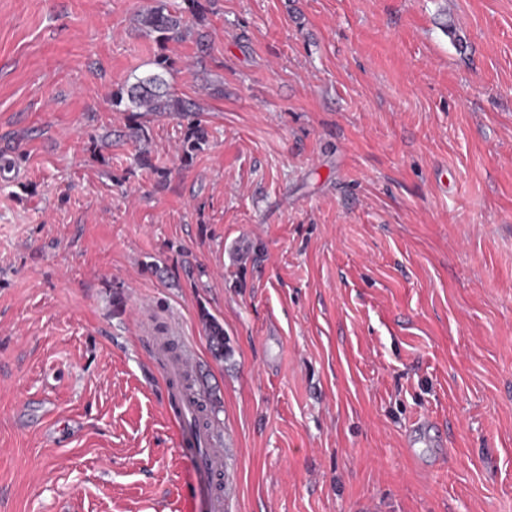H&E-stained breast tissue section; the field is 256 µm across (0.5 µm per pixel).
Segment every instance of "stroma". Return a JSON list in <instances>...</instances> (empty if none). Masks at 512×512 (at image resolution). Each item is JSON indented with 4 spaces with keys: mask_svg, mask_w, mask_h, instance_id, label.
I'll list each match as a JSON object with an SVG mask.
<instances>
[{
    "mask_svg": "<svg viewBox=\"0 0 512 512\" xmlns=\"http://www.w3.org/2000/svg\"><path fill=\"white\" fill-rule=\"evenodd\" d=\"M166 339L223 512H512V0H0V512L192 507ZM164 7H157L149 10L143 23L150 34H156L158 41L167 42L170 40L179 41L186 31V23L182 15L166 10ZM126 101L138 109H143V113H138L142 118L164 112H177L190 119L195 115L193 112H198L190 102L170 90L161 73L149 74L128 87L121 86L112 92V105L116 109ZM205 139V130L202 124L199 121L190 120L181 142V158L186 162L192 160L194 153L200 150ZM200 319L205 326L210 352L216 362L224 360V326L207 311H201ZM188 367V362L182 356H166L161 364L160 372L164 383L170 389V394L171 384L181 379Z\"/></svg>",
    "mask_w": 512,
    "mask_h": 512,
    "instance_id": "1",
    "label": "stroma"
}]
</instances>
